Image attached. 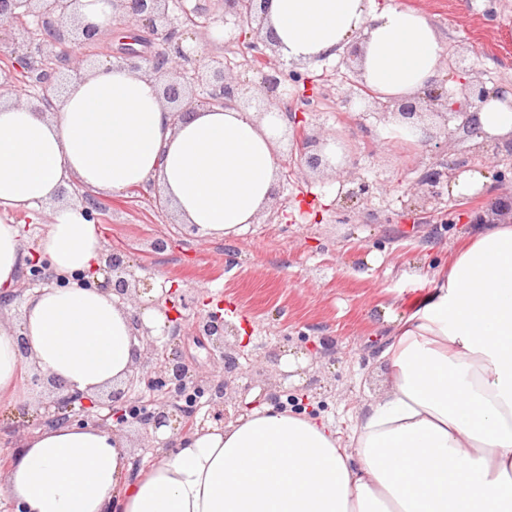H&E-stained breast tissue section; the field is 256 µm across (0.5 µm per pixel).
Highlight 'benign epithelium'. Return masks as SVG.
<instances>
[{
    "instance_id": "benign-epithelium-1",
    "label": "benign epithelium",
    "mask_w": 512,
    "mask_h": 512,
    "mask_svg": "<svg viewBox=\"0 0 512 512\" xmlns=\"http://www.w3.org/2000/svg\"><path fill=\"white\" fill-rule=\"evenodd\" d=\"M210 2L212 0H197V4L189 7L183 0H112V21L135 26L140 37L152 47L148 52L120 49L113 55L121 57L132 70L146 76L155 79L171 77L162 93L177 117L203 105H230L265 115L271 111L270 99L284 79L303 85L305 96L314 94L310 78L294 70L284 73L279 68V61L266 53L267 44L261 39L246 43L245 48L263 61L259 72L265 95L257 96L249 87L236 81L231 76L232 68L222 58L210 57L208 69L202 70L183 47V41L212 24L214 14ZM76 3L77 0H0V22L4 24L15 18L39 22L50 17L55 21V26L42 29L35 43L36 53H26L14 65L21 73L37 75V82L20 84L19 92L39 103L50 102L51 96L68 83V77L60 73V68L48 67L44 62L47 50L59 46L57 29L62 27L63 21L75 16ZM267 3L268 0H224V14L233 16L242 28H254L259 35L265 24ZM98 35V28L78 25L73 46L66 50L63 67L80 76L89 58L78 48L96 43ZM504 92L501 87L489 89L478 82L465 89L464 101L460 102L455 91L435 84L426 90L424 99L427 106L437 113L453 112L460 120V127L474 137L477 131L471 122L470 110L491 97L506 100ZM508 106H512L511 100ZM282 116L285 131L292 132L296 144L302 149L300 155L291 153L281 160L282 175L290 176L303 166L314 169L330 164L325 149L330 144H337L336 138L318 141L309 137L304 125L306 117L301 111L286 110ZM468 169L470 166L462 160L430 164L419 180L420 186L424 187V202L431 203L439 197L441 184L451 182ZM372 193L373 186L363 180H352L350 186L342 184L338 190V195L347 200L367 199ZM100 275L103 276L101 280L98 279ZM25 277L29 285L36 286L49 282L52 275L43 262L30 265ZM80 281L85 287L94 285L112 293L121 303L147 295L143 308L154 307L163 313L165 326L162 335L155 337L153 328L145 324L140 314H135L134 335L146 344V360L143 365L133 367L124 387L111 392L105 400L87 402L78 393L63 394L61 385L38 368H33V385L46 382L57 391L53 401L54 412L46 417L43 424L62 426L80 416H93L95 424L113 431L137 428L148 433L168 427L173 434L183 435L203 428L197 424L196 416L204 405L209 407L208 415L218 427L232 419L231 413L239 412L243 395L256 385V381L236 383L242 345L233 341L238 331L224 320L220 311L201 310L191 327L193 344L206 351L208 360L217 361L224 368L222 375L217 377L201 369L199 361L187 355L182 345L180 310L198 307L196 296L175 287L163 288L160 294L153 295L154 288L149 278L138 275L135 265L110 249L102 253L99 267Z\"/></svg>"
}]
</instances>
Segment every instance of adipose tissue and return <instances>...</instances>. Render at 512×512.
<instances>
[{
  "mask_svg": "<svg viewBox=\"0 0 512 512\" xmlns=\"http://www.w3.org/2000/svg\"><path fill=\"white\" fill-rule=\"evenodd\" d=\"M266 29L297 64L357 46L364 83L392 103L424 92L442 59L423 14L374 0H270ZM475 121L481 139L512 140L506 103L489 99ZM283 127L278 112L233 107L174 117L155 80L115 61L71 83L53 112L0 99V295L34 260L62 278L99 263L94 225L66 200L76 183L111 194L152 184L199 235L239 234L273 196ZM19 213L46 226L35 251ZM132 319L110 292L44 287L22 327L31 361L92 399L131 371ZM384 356L388 388L349 440L264 403L136 471L121 434L71 423L25 437L0 484L23 512H512V217L471 231Z\"/></svg>",
  "mask_w": 512,
  "mask_h": 512,
  "instance_id": "ef3b65f1",
  "label": "adipose tissue"
}]
</instances>
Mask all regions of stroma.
<instances>
[{"mask_svg":"<svg viewBox=\"0 0 512 512\" xmlns=\"http://www.w3.org/2000/svg\"><path fill=\"white\" fill-rule=\"evenodd\" d=\"M396 2L426 16L443 37L442 53L474 62L469 82L512 87V0H375ZM234 22L224 25V42L211 44L198 32V54L226 57L233 73L253 88L261 75L244 53ZM315 96L308 135L336 136L357 153V168H303L278 178L268 207L257 223L229 239L192 232L172 210H157L152 186L136 193L88 194L71 187L76 203L93 197L96 229L107 248H130L133 264L155 285H178L224 304L225 320L244 333L239 371L263 369L270 383L287 389L308 386V400H283L298 414L318 416L351 435L358 410L380 397L388 385L383 353L392 321L411 309L434 286L468 237L466 217L495 214L512 195V179L488 181L469 197L442 193L430 204L429 222L418 220L416 184L425 166L437 160L472 157V139L456 121L434 124L432 140L413 146L385 139L389 117L379 115L373 99L346 106L356 74L342 60L304 67ZM363 179L375 191L368 200L338 199L341 182ZM173 248L153 249L159 237ZM302 356L294 376L281 378L273 355ZM47 389L26 396H0V466L10 464L22 437L52 411Z\"/></svg>","mask_w":512,"mask_h":512,"instance_id":"stroma-1","label":"stroma"}]
</instances>
